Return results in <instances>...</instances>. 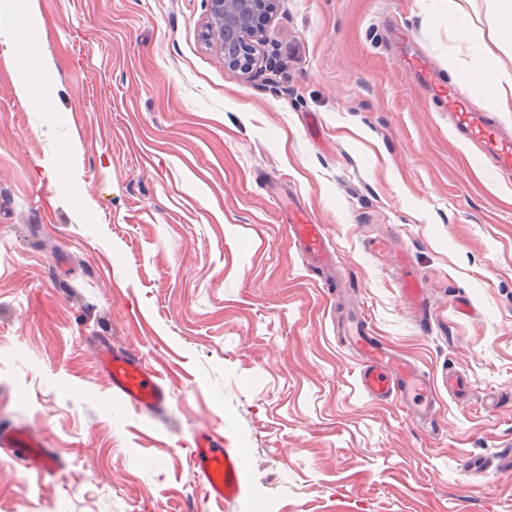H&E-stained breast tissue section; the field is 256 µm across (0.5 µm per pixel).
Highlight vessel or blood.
Instances as JSON below:
<instances>
[{"label": "vessel or blood", "mask_w": 512, "mask_h": 512, "mask_svg": "<svg viewBox=\"0 0 512 512\" xmlns=\"http://www.w3.org/2000/svg\"><path fill=\"white\" fill-rule=\"evenodd\" d=\"M415 76L434 89L438 101L447 109L456 134L478 149L502 173H512V130L498 125L481 112L471 111L458 92V85L441 76L425 57L408 63ZM275 198L288 230V240L297 254L313 267H332L337 257L328 247V234L316 214L296 192L276 193ZM397 286L403 303L429 314L431 303L419 279L407 263H400ZM342 341L353 350L359 365L357 386L368 399L378 403L399 402L422 423L436 420L438 387L449 394L463 391L466 383L456 373H443L440 380L423 371L415 362L374 336L365 313L344 320L338 328ZM95 364L107 377L112 390L128 406L146 412L164 409L168 391L159 374L150 371L141 358L130 351L115 350L103 338L91 345ZM0 452L10 457L16 471L56 474L62 469L54 449L45 445L42 432L26 425L0 428ZM191 475L205 487L207 496L231 502L241 492L244 449L228 448L221 435L210 430L199 432L190 450Z\"/></svg>", "instance_id": "1"}]
</instances>
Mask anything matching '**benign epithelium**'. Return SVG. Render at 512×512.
<instances>
[{
    "label": "benign epithelium",
    "mask_w": 512,
    "mask_h": 512,
    "mask_svg": "<svg viewBox=\"0 0 512 512\" xmlns=\"http://www.w3.org/2000/svg\"><path fill=\"white\" fill-rule=\"evenodd\" d=\"M204 41L224 52L226 65L246 74L257 64V47L276 0H208Z\"/></svg>",
    "instance_id": "benign-epithelium-1"
}]
</instances>
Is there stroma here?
Segmentation results:
<instances>
[{
	"label": "stroma",
	"mask_w": 512,
	"mask_h": 512,
	"mask_svg": "<svg viewBox=\"0 0 512 512\" xmlns=\"http://www.w3.org/2000/svg\"><path fill=\"white\" fill-rule=\"evenodd\" d=\"M48 108L21 100L19 34L0 33V425L42 430L58 476L0 455V512H512V178L459 139L395 50L449 78L512 72L490 0H280L274 71L206 45V0H40ZM325 225L333 282L288 245L266 190ZM386 236L387 253L371 244ZM407 253L433 307L401 302ZM433 377L435 424L357 389L336 305ZM109 338L158 370L170 404L126 406L89 354ZM248 453L234 501L193 480L201 427Z\"/></svg>",
	"instance_id": "1"
}]
</instances>
